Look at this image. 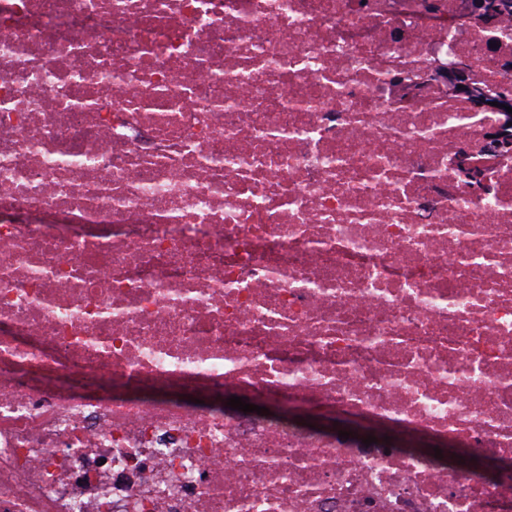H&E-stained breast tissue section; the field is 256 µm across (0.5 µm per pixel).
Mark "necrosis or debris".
<instances>
[{
  "mask_svg": "<svg viewBox=\"0 0 512 512\" xmlns=\"http://www.w3.org/2000/svg\"><path fill=\"white\" fill-rule=\"evenodd\" d=\"M503 94L512 0H0V512H512Z\"/></svg>",
  "mask_w": 512,
  "mask_h": 512,
  "instance_id": "necrosis-or-debris-1",
  "label": "necrosis or debris"
}]
</instances>
